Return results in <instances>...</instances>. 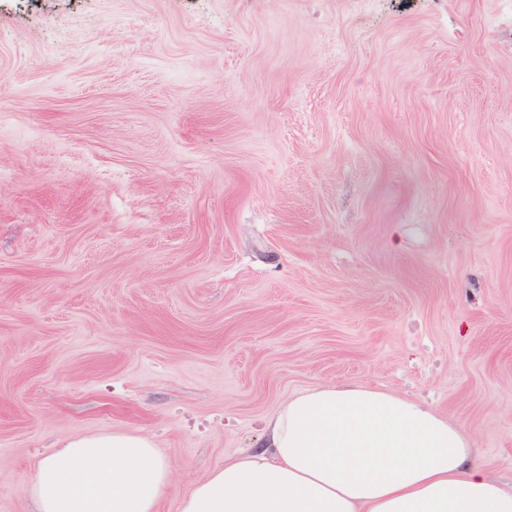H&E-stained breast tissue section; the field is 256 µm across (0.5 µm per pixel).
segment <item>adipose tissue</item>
<instances>
[{
  "mask_svg": "<svg viewBox=\"0 0 512 512\" xmlns=\"http://www.w3.org/2000/svg\"><path fill=\"white\" fill-rule=\"evenodd\" d=\"M465 428L367 384L285 401L251 448L193 483L179 512H512ZM173 467L131 432L65 440L28 487L35 512H158Z\"/></svg>",
  "mask_w": 512,
  "mask_h": 512,
  "instance_id": "obj_1",
  "label": "adipose tissue"
}]
</instances>
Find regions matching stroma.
<instances>
[{"label":"stroma","instance_id":"stroma-1","mask_svg":"<svg viewBox=\"0 0 512 512\" xmlns=\"http://www.w3.org/2000/svg\"><path fill=\"white\" fill-rule=\"evenodd\" d=\"M343 382L512 489V0H0V512L112 432L178 512Z\"/></svg>","mask_w":512,"mask_h":512}]
</instances>
